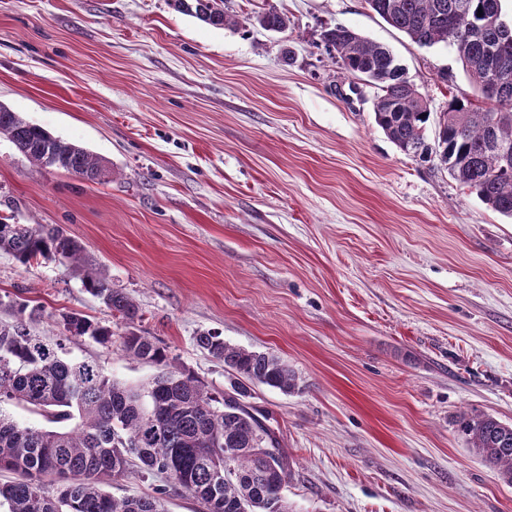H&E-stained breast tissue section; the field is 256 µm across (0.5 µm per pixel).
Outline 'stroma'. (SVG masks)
<instances>
[{
	"instance_id": "35a3bbf8",
	"label": "stroma",
	"mask_w": 512,
	"mask_h": 512,
	"mask_svg": "<svg viewBox=\"0 0 512 512\" xmlns=\"http://www.w3.org/2000/svg\"><path fill=\"white\" fill-rule=\"evenodd\" d=\"M270 7L285 32L255 23ZM224 10L237 26L168 0H0V103L112 169L102 184L41 170L0 137V217L60 227L85 256L0 252V321L25 300L39 336L66 312L122 332L82 284L103 270L216 390L206 331L295 370L294 393L252 391L279 423L295 512H512V485L454 425L512 424V219L398 150L320 31L389 47L438 113L475 95L454 49L418 47L364 0ZM66 349L123 385L156 373L89 338Z\"/></svg>"
}]
</instances>
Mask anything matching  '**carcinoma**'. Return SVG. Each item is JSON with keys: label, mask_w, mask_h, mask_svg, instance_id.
Returning <instances> with one entry per match:
<instances>
[{"label": "carcinoma", "mask_w": 512, "mask_h": 512, "mask_svg": "<svg viewBox=\"0 0 512 512\" xmlns=\"http://www.w3.org/2000/svg\"><path fill=\"white\" fill-rule=\"evenodd\" d=\"M178 12L215 28L237 20L224 0H169ZM502 0H365L388 24L421 48L453 47L478 89L493 82V106L453 97L435 121L427 99L406 77L405 67L384 45L343 25L322 27L320 38L346 76L377 89L374 119L387 139L406 155L437 161L492 210L512 218V41L488 13ZM265 31L288 30V16L274 7L254 16ZM0 136L34 165L51 157L59 169L100 183L112 170L99 156L60 139L0 104ZM0 251L23 265L53 257L82 261V246L58 228L8 224L0 218ZM84 288L124 325L117 334L78 313L61 315L60 335L31 334L25 317L41 312L28 302L13 305L16 322L0 324V404L12 402L45 417L53 428L23 426L0 411V507L6 512H165V498L187 492L203 512H293L284 495L292 467L281 446L280 428L266 409L249 401L262 384L283 393L298 389V376L270 351L231 345L215 332L196 336V345L224 363L227 388L216 391L176 364L169 347L137 328L138 304L109 286L105 275L88 272ZM118 336L128 357L158 368L138 390L117 384L102 369L67 356L65 342L88 337L110 343ZM459 431L500 480L512 485V425L481 413H460ZM276 449L272 453L269 448ZM147 475L170 469L178 483H165L151 496L114 498L102 488L133 468Z\"/></svg>", "instance_id": "obj_1"}]
</instances>
